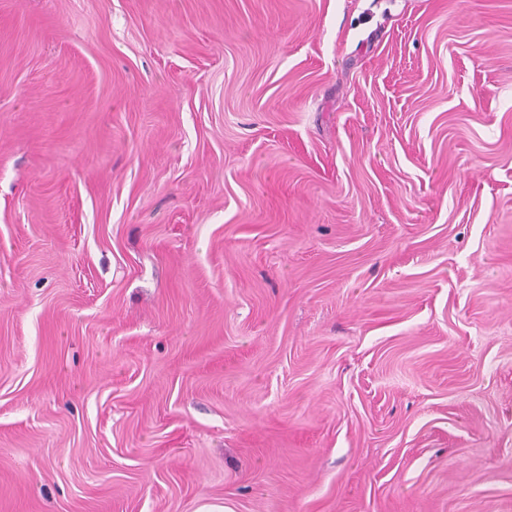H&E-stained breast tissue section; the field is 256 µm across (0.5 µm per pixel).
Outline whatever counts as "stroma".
I'll return each instance as SVG.
<instances>
[{
    "label": "stroma",
    "mask_w": 512,
    "mask_h": 512,
    "mask_svg": "<svg viewBox=\"0 0 512 512\" xmlns=\"http://www.w3.org/2000/svg\"><path fill=\"white\" fill-rule=\"evenodd\" d=\"M512 512V0H0V512Z\"/></svg>",
    "instance_id": "stroma-1"
}]
</instances>
